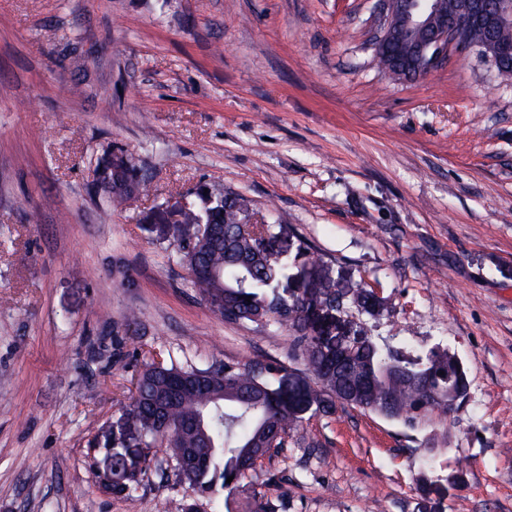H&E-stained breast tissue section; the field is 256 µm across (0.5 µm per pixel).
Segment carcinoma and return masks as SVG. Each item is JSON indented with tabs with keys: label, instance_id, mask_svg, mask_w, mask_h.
<instances>
[{
	"label": "carcinoma",
	"instance_id": "cac0c4a2",
	"mask_svg": "<svg viewBox=\"0 0 512 512\" xmlns=\"http://www.w3.org/2000/svg\"><path fill=\"white\" fill-rule=\"evenodd\" d=\"M395 52V46L376 52L378 67L396 80L416 77L406 68L410 57L404 56L401 65L391 57ZM107 185L109 202L118 205L144 179L132 165L109 171ZM247 205L232 193L207 204L198 201L195 211L203 232L189 229L178 244L179 262L198 266L191 282L204 301L224 303L220 315L225 321L286 328L290 357L304 363L314 382L300 392L285 391L278 379L285 370L280 363L197 368L153 361L145 366L136 383L132 418L150 448L160 430L155 409L166 410L170 471L202 495L232 488L258 456L282 447L297 426L298 402L331 413L339 401L413 424L424 412L448 411V387L463 395L469 388L463 362L449 350L434 349L425 360L410 364L366 333L337 337L336 306L349 318L373 314L384 308L383 300L360 283L352 286L353 294L342 296L339 275L318 294L295 295V272L318 259L300 244L280 246L275 224L241 223Z\"/></svg>",
	"mask_w": 512,
	"mask_h": 512
}]
</instances>
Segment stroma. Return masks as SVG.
<instances>
[{
  "label": "stroma",
  "mask_w": 512,
  "mask_h": 512,
  "mask_svg": "<svg viewBox=\"0 0 512 512\" xmlns=\"http://www.w3.org/2000/svg\"><path fill=\"white\" fill-rule=\"evenodd\" d=\"M379 0H0V512H512V75L449 53L378 69ZM148 179L115 209L102 157ZM234 192L385 300L368 335L454 351L466 399L409 425L303 413L231 495L144 476L146 362H278L286 329L225 322L165 215ZM397 47L391 46L389 50L386 51H377L376 50V60L378 67L388 76L393 79L401 80V79H410L418 76L416 71L407 69L402 64L397 63L389 53H396Z\"/></svg>",
  "instance_id": "obj_1"
}]
</instances>
